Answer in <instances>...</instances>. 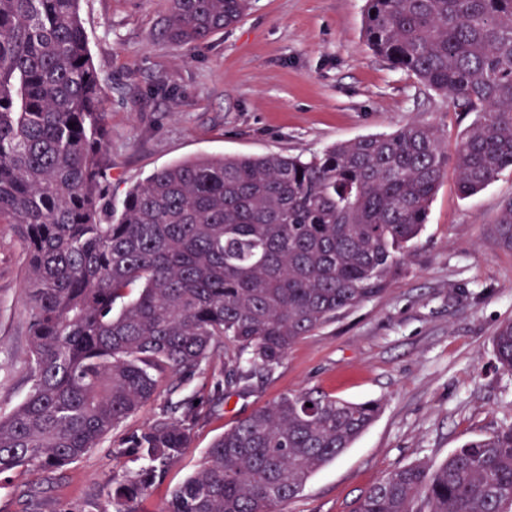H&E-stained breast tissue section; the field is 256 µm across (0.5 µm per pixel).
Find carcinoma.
<instances>
[{
  "mask_svg": "<svg viewBox=\"0 0 512 512\" xmlns=\"http://www.w3.org/2000/svg\"><path fill=\"white\" fill-rule=\"evenodd\" d=\"M167 2L165 33L181 47L248 7ZM364 37L391 67L476 113L453 156L438 129L410 123L309 158L175 162L114 205L107 80L80 0H0V224L16 226L27 259L31 382L0 414L1 477L61 470L155 399L167 376L224 356L208 393L168 403L117 449L145 464L112 478V512H139L205 409L401 274L448 164L463 198L512 167V0H366ZM494 235L512 251V200ZM493 345L512 374V320ZM381 408L285 394L215 439L161 512H275ZM354 512H512V424L432 472L394 471Z\"/></svg>",
  "mask_w": 512,
  "mask_h": 512,
  "instance_id": "carcinoma-1",
  "label": "carcinoma"
}]
</instances>
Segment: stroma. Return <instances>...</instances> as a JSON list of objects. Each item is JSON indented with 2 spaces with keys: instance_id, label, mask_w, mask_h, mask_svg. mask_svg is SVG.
Instances as JSON below:
<instances>
[{
  "instance_id": "1",
  "label": "stroma",
  "mask_w": 512,
  "mask_h": 512,
  "mask_svg": "<svg viewBox=\"0 0 512 512\" xmlns=\"http://www.w3.org/2000/svg\"><path fill=\"white\" fill-rule=\"evenodd\" d=\"M167 0H81L93 62L109 80L112 199L155 170L198 156H311L409 123L437 126L455 148L474 117L393 70L364 41V0H251L232 28L180 47L163 33ZM512 199V168L460 197L446 171L406 269L381 294L303 338L271 372L203 414L189 448L139 504L160 512L202 463L215 438L281 395L315 388L380 401L373 425L277 512H353L375 483L408 464L436 468L465 443L512 424V374L493 350L512 318V251L492 237ZM25 255L0 224V412L29 383ZM221 359L193 377L171 376L160 394L97 448L62 471L0 479V512H112V477L140 463L113 456L167 399L205 393Z\"/></svg>"
}]
</instances>
